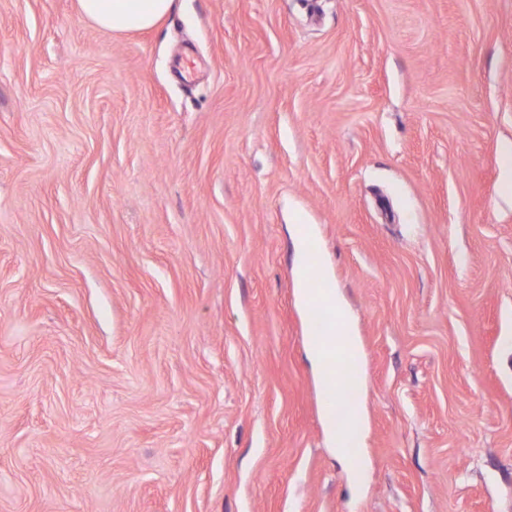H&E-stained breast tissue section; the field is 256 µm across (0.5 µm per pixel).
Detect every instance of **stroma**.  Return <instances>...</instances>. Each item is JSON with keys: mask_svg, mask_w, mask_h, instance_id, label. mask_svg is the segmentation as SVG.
<instances>
[{"mask_svg": "<svg viewBox=\"0 0 512 512\" xmlns=\"http://www.w3.org/2000/svg\"><path fill=\"white\" fill-rule=\"evenodd\" d=\"M512 0H0V512H512ZM361 344L330 452L296 225ZM175 0H75L77 11L96 28L125 34L155 26Z\"/></svg>", "mask_w": 512, "mask_h": 512, "instance_id": "obj_1", "label": "stroma"}]
</instances>
